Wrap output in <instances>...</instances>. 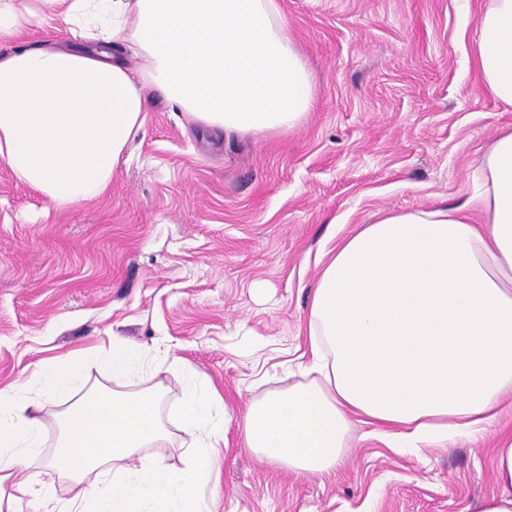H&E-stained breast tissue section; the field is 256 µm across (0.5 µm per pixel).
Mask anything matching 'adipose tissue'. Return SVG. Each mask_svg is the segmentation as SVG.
I'll use <instances>...</instances> for the list:
<instances>
[{
    "label": "adipose tissue",
    "mask_w": 512,
    "mask_h": 512,
    "mask_svg": "<svg viewBox=\"0 0 512 512\" xmlns=\"http://www.w3.org/2000/svg\"><path fill=\"white\" fill-rule=\"evenodd\" d=\"M59 24L71 48H21L36 26ZM131 42L149 67L118 59ZM0 160L57 205L100 195L142 130L156 91L208 127L284 133L315 102L311 71L278 0H0ZM473 53L485 89L512 107V0H486ZM480 190L459 205L389 211L329 251L308 319L303 379L253 401L240 423L259 460L324 475L345 459L353 418L401 448L446 447L485 432L512 404V130L493 137ZM143 354L120 337L46 362L29 396L0 387V512H211L204 486L232 414L189 373L178 418L195 447L174 473L141 458L170 433L162 386L125 390ZM112 390L89 387L92 368ZM63 404L50 473L93 481V497L56 499L17 480L44 446L37 409ZM498 494L467 512H512V433L493 456Z\"/></svg>",
    "instance_id": "obj_1"
}]
</instances>
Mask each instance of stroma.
Returning a JSON list of instances; mask_svg holds the SVG:
<instances>
[{"label": "stroma", "instance_id": "35a3bbf8", "mask_svg": "<svg viewBox=\"0 0 512 512\" xmlns=\"http://www.w3.org/2000/svg\"><path fill=\"white\" fill-rule=\"evenodd\" d=\"M315 103L284 134L219 137L165 98L99 197L58 206L0 160V386L119 336L148 347L127 387L162 383L177 424L180 359L237 419L309 352L326 253L387 211L467 201L481 156L512 128L471 44L485 0H280ZM230 424L217 512H465L497 493L480 437L402 454L354 423L335 473L258 460Z\"/></svg>", "mask_w": 512, "mask_h": 512}]
</instances>
